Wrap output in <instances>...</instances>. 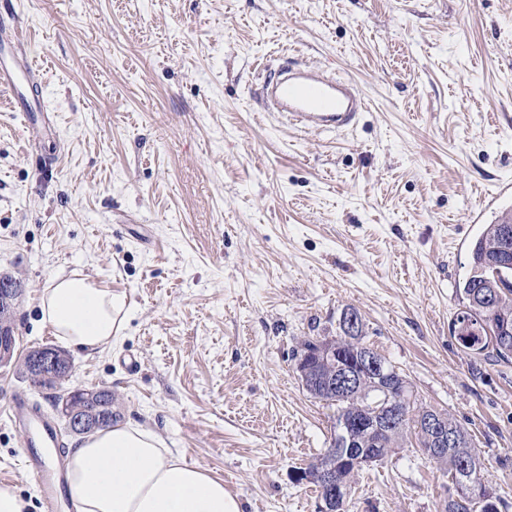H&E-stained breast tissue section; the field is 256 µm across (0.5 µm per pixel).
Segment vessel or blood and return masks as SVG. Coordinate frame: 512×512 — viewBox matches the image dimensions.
<instances>
[{"instance_id":"vessel-or-blood-1","label":"vessel or blood","mask_w":512,"mask_h":512,"mask_svg":"<svg viewBox=\"0 0 512 512\" xmlns=\"http://www.w3.org/2000/svg\"><path fill=\"white\" fill-rule=\"evenodd\" d=\"M25 39L23 25L10 0H0V46L16 47ZM268 108L288 123L304 129L349 128L364 100L351 82L327 75L319 67L285 68L265 87ZM9 418L23 432L27 450L26 471L39 487L44 512H72L67 495L69 467L59 462L47 466L45 455L59 447L61 433L55 420L30 405L27 397L14 395Z\"/></svg>"}]
</instances>
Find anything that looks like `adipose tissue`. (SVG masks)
I'll list each match as a JSON object with an SVG mask.
<instances>
[{
	"mask_svg": "<svg viewBox=\"0 0 512 512\" xmlns=\"http://www.w3.org/2000/svg\"><path fill=\"white\" fill-rule=\"evenodd\" d=\"M40 310L57 338L89 353L117 344L130 315L125 294L79 275L52 280ZM69 472L68 494L80 512H242L223 481L130 423L84 438L70 453Z\"/></svg>",
	"mask_w": 512,
	"mask_h": 512,
	"instance_id": "1",
	"label": "adipose tissue"
}]
</instances>
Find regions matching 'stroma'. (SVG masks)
Wrapping results in <instances>:
<instances>
[{"instance_id":"35a3bbf8","label":"stroma","mask_w":512,"mask_h":512,"mask_svg":"<svg viewBox=\"0 0 512 512\" xmlns=\"http://www.w3.org/2000/svg\"><path fill=\"white\" fill-rule=\"evenodd\" d=\"M33 126L0 89V273L23 279L21 350L57 344L48 281L125 293L123 340L71 351L118 423L223 480L243 512H319L301 471L335 408L293 366L356 309L420 403L451 412L512 512V360L451 333L466 244L512 181V0H16ZM295 59L365 99L345 131L304 132L256 97ZM479 212V223L469 216ZM136 356L137 370L123 359ZM47 392L0 371V483L43 512L6 406ZM448 475L419 448L363 467L347 512H439Z\"/></svg>"}]
</instances>
